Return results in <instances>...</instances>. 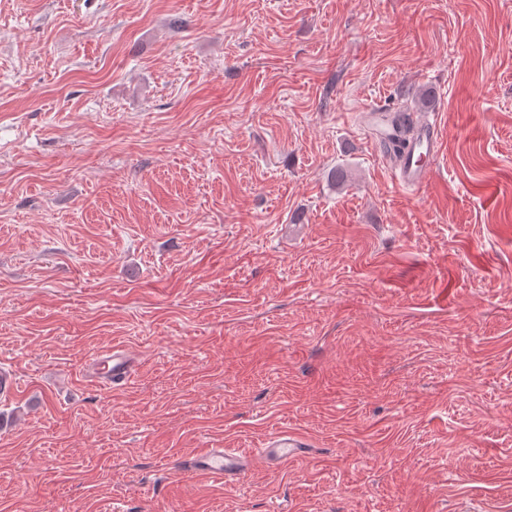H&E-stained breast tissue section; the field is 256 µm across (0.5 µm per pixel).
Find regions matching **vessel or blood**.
Listing matches in <instances>:
<instances>
[{
    "label": "vessel or blood",
    "instance_id": "1",
    "mask_svg": "<svg viewBox=\"0 0 512 512\" xmlns=\"http://www.w3.org/2000/svg\"><path fill=\"white\" fill-rule=\"evenodd\" d=\"M363 124L378 142L394 181L414 191L427 182L431 161L439 152L440 128L436 120L419 113H401L381 101L367 102L362 108ZM85 370L100 386L119 389L130 383L137 370L136 358L114 346L97 352ZM309 442L303 435L278 430L265 438L261 448L246 452L235 448L200 449L182 457L179 469L201 480L233 484L252 471L277 467L307 453Z\"/></svg>",
    "mask_w": 512,
    "mask_h": 512
}]
</instances>
